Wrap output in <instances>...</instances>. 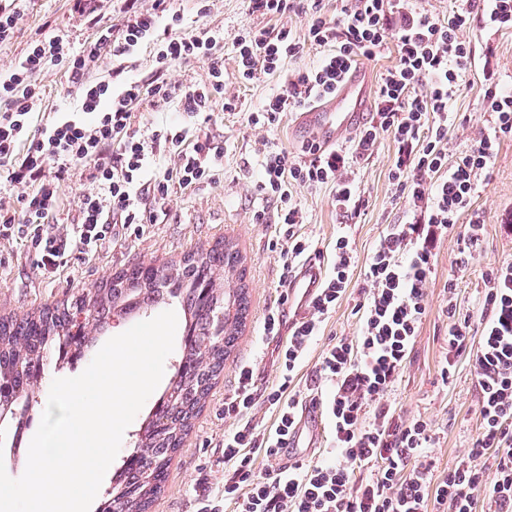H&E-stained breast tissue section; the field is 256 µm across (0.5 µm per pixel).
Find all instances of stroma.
<instances>
[{
  "label": "stroma",
  "instance_id": "stroma-1",
  "mask_svg": "<svg viewBox=\"0 0 512 512\" xmlns=\"http://www.w3.org/2000/svg\"><path fill=\"white\" fill-rule=\"evenodd\" d=\"M124 8L123 0H97L92 11L83 9L78 0H27L12 40L0 44V71L21 61L31 43L44 36L60 38L71 51H79L94 36L97 24H119ZM198 8L197 0H170L171 11L183 17L186 27L223 33V97L213 102L209 122L183 112L177 104L161 102L136 107L133 128L148 137L156 130L183 127L191 135L205 136L222 145V158L211 165L212 179L188 187L172 186L163 199L145 196L156 223L131 226L122 237L105 244L99 255H73L67 266L50 275L41 274L36 254L25 243L0 241V315L18 318L98 287L137 265H166L221 241L241 251L248 296L246 319L236 346L224 362L223 374L216 379L204 409L194 419L191 432L169 466L165 490L151 512H201L205 500L223 499L224 433L240 425L238 419L225 416L224 397L234 388L242 365L253 369L257 392H264L276 382L283 339L263 335L261 322L269 310L281 307L284 297V275L276 248L284 240V228L278 222L279 199L259 188L260 162L264 148L282 149L296 156L303 143L293 130V113L277 114L274 121L263 126L248 123L249 113L261 110L280 88L283 76L275 73L242 81L233 47L235 34L247 24L285 27L303 36V16L291 13L269 19L252 15L245 0H213L204 16ZM472 40L476 65L453 104L464 122L449 137L448 154L452 157L493 123V114L483 107L489 84L512 90V31H477ZM153 52V43H143L125 60L120 77L112 76L110 65L99 64L91 67L88 78L109 81L116 90L126 81L147 83L159 79L183 88L207 82L203 62H175L159 71L152 64ZM487 66L495 71L490 82L483 74ZM32 82L40 87L41 96L31 133L49 127L59 113L78 111V94L64 66L47 65L33 75ZM228 97L237 99L240 111H225L224 100ZM395 152L393 140L381 137L376 154L358 165V184L368 201L358 215L340 216L332 188H293L292 194L306 217L295 231L309 241L311 258L331 266L333 244L338 234L345 233L354 241L359 261H366L387 225L405 221L404 203L389 180ZM473 208L484 221L480 247L468 269L458 270L457 241L468 223L464 217L437 242L427 283L428 312L406 368L390 395L393 408L402 418L430 422L433 440L428 454L439 471L454 467L470 448L480 399L476 374L467 362H458L450 369V379L442 377L448 354L449 297L445 287L451 284L456 289L457 317L478 319L487 276L499 264L512 261V137L502 143L490 175L479 179ZM362 284L361 277H354L346 298L326 320L291 385L293 391L305 397L324 392V385L315 377V364L334 339L355 336L359 316L353 310L354 298Z\"/></svg>",
  "mask_w": 512,
  "mask_h": 512
}]
</instances>
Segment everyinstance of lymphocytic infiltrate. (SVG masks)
Segmentation results:
<instances>
[{
	"label": "lymphocytic infiltrate",
	"instance_id": "f902f5d3",
	"mask_svg": "<svg viewBox=\"0 0 512 512\" xmlns=\"http://www.w3.org/2000/svg\"><path fill=\"white\" fill-rule=\"evenodd\" d=\"M339 2L331 14L324 0H248L252 15L303 14L305 33L299 38L285 27L246 25L233 42L238 72L247 82L283 71L286 60L305 46L332 48L316 66L288 74L280 92L260 111L249 113L254 125L333 94L353 64L374 59L386 45H393L396 55L377 83L372 120L348 145L327 150L309 141L302 145L300 160L275 149L264 154L260 188L279 198V221L289 228L280 251L282 267L291 271L309 249L308 241L292 231L304 215L292 200L291 187H332L340 215L360 212L368 201L356 187L354 166L377 152L384 133L396 146L389 178L408 219L389 225L363 264L351 238L339 235L332 271L307 315L291 324L283 312L265 315V335L289 333L278 354V386L265 397L275 426L267 430L247 423L256 404L253 370L240 367L237 385L224 400L225 415L243 425L224 435L229 470L223 506L230 512H475L481 497L487 512H512L511 261L487 277L477 347L469 345L470 319L452 320L448 327L447 367H454L457 358L468 359L480 389L479 426L466 458L436 472L424 459L432 440L429 424L402 420L388 403L427 313L426 285L437 241L461 216H468L456 258L463 269L474 259L483 235L484 222L473 212L472 199L502 139L512 136V91L488 88L483 104L493 113L494 125L453 160L448 138L456 124L450 106L475 65V47L464 32L478 24L512 31V0H461L443 18L419 8L416 0ZM168 6L169 0H153L151 10H126L121 24L99 28L76 54L58 38L37 39L23 61L0 74V175L24 189L21 213L0 207V240H29L43 273H55L73 253L95 255L118 229L154 223L134 187L156 145L168 144L177 158L174 168L155 179L153 191L161 196L171 184L187 187L208 180L209 160L223 154L220 145L207 139L184 149L188 133L183 129L156 131L148 138L130 131L134 107L146 102L175 101L197 116L210 112L213 99L224 93V55L212 32L182 31L181 16L172 15V33L159 41L153 58L161 68L175 61L204 62L208 81L201 87L129 82L116 94L110 83L87 77L91 66L120 61L152 36L157 17ZM50 62L67 68L82 109L30 139L28 119L39 97L30 79ZM106 97L112 107L103 112L99 105ZM78 167L87 168L96 188L83 196L70 233L60 235L51 223L61 186ZM358 268L365 285L355 304L361 314L357 334L337 339L316 365L317 378L329 388L324 402L329 446L316 463L282 466L298 413L295 397L286 391ZM488 455L496 463L490 478L481 464ZM260 460L265 463L261 470L256 467ZM220 507L209 503L204 512H219Z\"/></svg>",
	"mask_w": 512,
	"mask_h": 512
}]
</instances>
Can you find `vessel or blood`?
<instances>
[{"label": "vessel or blood", "mask_w": 512, "mask_h": 512, "mask_svg": "<svg viewBox=\"0 0 512 512\" xmlns=\"http://www.w3.org/2000/svg\"><path fill=\"white\" fill-rule=\"evenodd\" d=\"M370 75L364 66L354 67L346 81L332 96L315 100L308 110L299 113L295 126L305 130L323 147L333 148L353 134L362 121V109L370 96ZM322 282V267L315 261L300 265L286 286L287 300L296 304V315H303ZM324 432L318 407L304 409L291 445L295 448L314 447Z\"/></svg>", "instance_id": "obj_1"}]
</instances>
